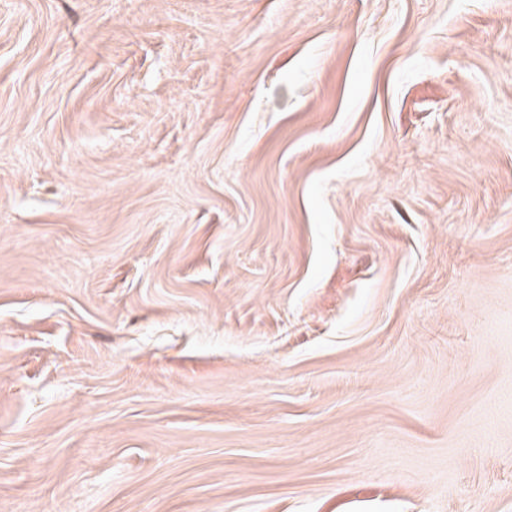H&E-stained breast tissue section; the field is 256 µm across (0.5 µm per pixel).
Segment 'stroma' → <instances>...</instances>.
<instances>
[{
  "mask_svg": "<svg viewBox=\"0 0 512 512\" xmlns=\"http://www.w3.org/2000/svg\"><path fill=\"white\" fill-rule=\"evenodd\" d=\"M0 512H512V0H0Z\"/></svg>",
  "mask_w": 512,
  "mask_h": 512,
  "instance_id": "35a3bbf8",
  "label": "stroma"
}]
</instances>
